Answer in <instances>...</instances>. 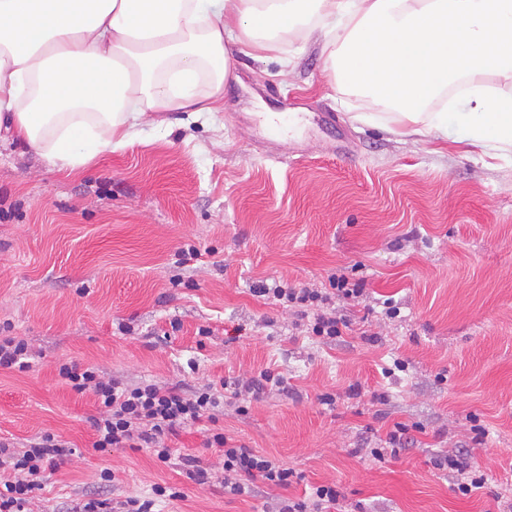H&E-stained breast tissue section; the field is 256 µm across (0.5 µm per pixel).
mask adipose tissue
I'll list each match as a JSON object with an SVG mask.
<instances>
[{
    "instance_id": "1",
    "label": "adipose tissue",
    "mask_w": 512,
    "mask_h": 512,
    "mask_svg": "<svg viewBox=\"0 0 512 512\" xmlns=\"http://www.w3.org/2000/svg\"><path fill=\"white\" fill-rule=\"evenodd\" d=\"M324 69L388 109L480 149L512 145V96L469 92L468 111L424 112L462 73L512 80V0H0V115L69 175L134 138L145 120L216 112L235 53L272 51L307 16Z\"/></svg>"
}]
</instances>
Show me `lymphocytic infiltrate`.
I'll return each instance as SVG.
<instances>
[{"mask_svg":"<svg viewBox=\"0 0 512 512\" xmlns=\"http://www.w3.org/2000/svg\"><path fill=\"white\" fill-rule=\"evenodd\" d=\"M255 296L282 307L298 305L316 307L332 299L357 302L362 294L360 283L350 282L345 275H332L327 291L291 288L279 281L259 282ZM59 377L77 392L91 393L98 414L92 419L96 440L94 446L112 448H145L159 462H170L174 450L171 437L183 427L210 423L207 443L215 448L223 461L224 490L232 495L252 494L258 486L288 488L296 473L274 457L235 444L218 429L224 413L225 397H258L267 386H281L282 380L270 370L235 385L228 382L194 388L141 382L126 384L99 374L95 367L79 368L67 363L58 368ZM73 449L54 434L44 433L20 448L0 441V512H26L37 491L42 490L46 472L55 470L60 460ZM179 488L154 484L147 496H129L123 500L91 498L78 504L74 512H154L158 500L184 499Z\"/></svg>","mask_w":512,"mask_h":512,"instance_id":"1","label":"lymphocytic infiltrate"}]
</instances>
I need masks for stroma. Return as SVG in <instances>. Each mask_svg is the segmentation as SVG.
I'll return each mask as SVG.
<instances>
[{
  "label": "stroma",
  "instance_id": "obj_1",
  "mask_svg": "<svg viewBox=\"0 0 512 512\" xmlns=\"http://www.w3.org/2000/svg\"><path fill=\"white\" fill-rule=\"evenodd\" d=\"M323 47L300 26L278 51L237 56L221 111L145 122L78 176L0 130V336L34 352L31 369L0 370V440L48 432L75 449L32 512L156 483L185 493L157 512H274L326 484L340 512H512V147L491 157L433 131L392 134L369 98L327 78ZM478 83L512 94L471 73L429 111H464ZM265 106L308 125L270 137ZM191 246L200 259L180 265ZM334 274L364 284L359 305L323 307L352 321L336 342L251 292L266 279L320 290ZM63 363L168 385L279 373L281 387L243 413L225 405L219 425L301 479L253 497L198 483L180 456L220 465L197 426L172 439L167 464L145 448L96 449L95 399L62 381ZM398 423L407 449L374 460ZM458 448L487 477L468 497L432 464ZM104 467L113 485L100 484Z\"/></svg>",
  "mask_w": 512,
  "mask_h": 512
}]
</instances>
